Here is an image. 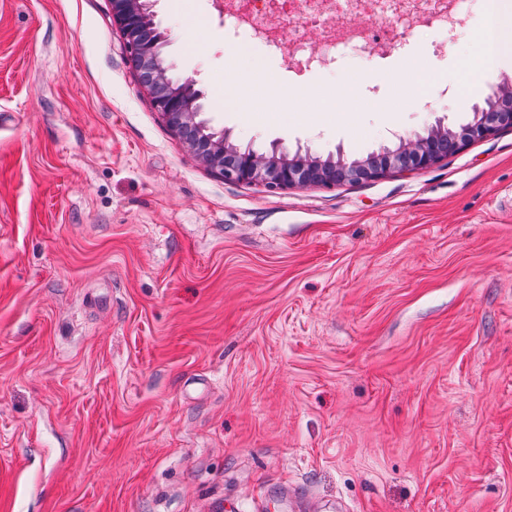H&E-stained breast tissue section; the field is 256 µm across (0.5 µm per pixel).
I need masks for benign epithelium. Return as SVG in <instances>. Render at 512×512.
Returning <instances> with one entry per match:
<instances>
[{"mask_svg": "<svg viewBox=\"0 0 512 512\" xmlns=\"http://www.w3.org/2000/svg\"><path fill=\"white\" fill-rule=\"evenodd\" d=\"M111 3L112 19L126 42L130 63L142 77L140 84L155 108L178 137L194 129L202 132L190 147L211 171L226 181L260 184L273 192L295 187L330 188L337 184L338 166L348 172L347 181L362 183L396 172L427 169L444 159L445 150L438 143V136L447 129L441 125L425 135L402 138L396 147L384 149L386 163L378 169L367 167L362 160L346 162L332 156L322 159L299 151L291 154L279 144L262 153L239 146L230 140L228 133L210 127L202 118L203 105L195 80L177 81L169 76L170 65L163 55L165 37L154 41L140 37L144 24H154L153 2L111 0ZM509 129H512V109H501L495 115L485 107H477L472 120L451 133V149L460 151L473 142Z\"/></svg>", "mask_w": 512, "mask_h": 512, "instance_id": "1", "label": "benign epithelium"}]
</instances>
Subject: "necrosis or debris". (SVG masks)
I'll use <instances>...</instances> for the list:
<instances>
[{
	"instance_id": "4bbe7bcc",
	"label": "necrosis or debris",
	"mask_w": 512,
	"mask_h": 512,
	"mask_svg": "<svg viewBox=\"0 0 512 512\" xmlns=\"http://www.w3.org/2000/svg\"><path fill=\"white\" fill-rule=\"evenodd\" d=\"M462 0H280V8L292 23L276 45L288 64L302 61L304 49L301 32L318 26L325 44L336 48L346 43L364 45L374 39L375 31L364 28L361 18H373L384 29L404 25L442 27L451 31L462 23Z\"/></svg>"
}]
</instances>
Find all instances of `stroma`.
<instances>
[{"instance_id":"35a3bbf8","label":"stroma","mask_w":512,"mask_h":512,"mask_svg":"<svg viewBox=\"0 0 512 512\" xmlns=\"http://www.w3.org/2000/svg\"><path fill=\"white\" fill-rule=\"evenodd\" d=\"M234 143L365 158L512 80L405 29L296 73L157 0ZM512 512V131L276 193L155 110L111 0H0V512Z\"/></svg>"}]
</instances>
